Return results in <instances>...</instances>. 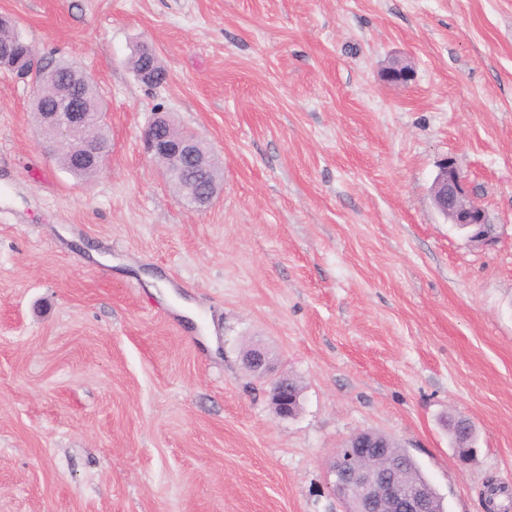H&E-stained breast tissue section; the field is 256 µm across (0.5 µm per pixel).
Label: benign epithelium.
<instances>
[{"instance_id": "benign-epithelium-1", "label": "benign epithelium", "mask_w": 512, "mask_h": 512, "mask_svg": "<svg viewBox=\"0 0 512 512\" xmlns=\"http://www.w3.org/2000/svg\"><path fill=\"white\" fill-rule=\"evenodd\" d=\"M162 117L157 116L143 134L145 152L160 159L163 167L177 171L184 159L196 155L199 146L197 136L186 133L157 135ZM88 114L83 105L69 95L57 100L54 112L44 113L41 127L49 143L46 148L57 151L62 146L70 148L82 161L101 169L107 162V150L101 148L94 137L83 136L78 143L72 142L77 131H85ZM431 199L435 209L446 220L467 230L469 241L484 244L488 237L483 232L486 225L485 212L467 194L462 177L451 161L445 160L431 187ZM245 363L259 377L270 370L268 352L257 345L244 356ZM270 401L275 415L288 419L295 414L297 396L288 386V377L279 376L271 380ZM391 438L373 436L371 431H360L351 435L336 449L330 466L329 482L333 494L343 503H353L357 512H432L428 497L419 491H403L401 467L392 461Z\"/></svg>"}]
</instances>
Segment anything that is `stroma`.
<instances>
[{"mask_svg":"<svg viewBox=\"0 0 512 512\" xmlns=\"http://www.w3.org/2000/svg\"><path fill=\"white\" fill-rule=\"evenodd\" d=\"M89 72L112 143L81 181L0 71V512H343L353 433L445 512L512 490V0H0ZM150 45L168 73L142 84ZM396 60L410 81H386ZM219 162L208 210L142 149L157 110ZM451 159L491 227L433 207ZM262 345L302 408L270 406ZM476 432L467 462L448 421ZM151 57H154V67H153V78H154V84L153 85H161L166 81V72L164 68L160 65V62L158 58L156 57L154 51L149 48L146 45H140L135 49V52L131 58V65L133 70L136 72V70H139L144 61H148L151 59ZM396 449L400 452V459L402 460V464L405 466V482L410 486L428 485L435 495V508L438 510V512H444L445 510L439 493L423 474L417 461L409 454L406 448Z\"/></svg>","mask_w":512,"mask_h":512,"instance_id":"obj_1","label":"stroma"}]
</instances>
